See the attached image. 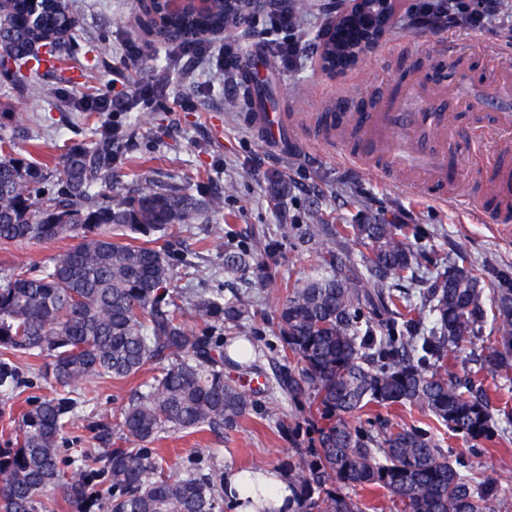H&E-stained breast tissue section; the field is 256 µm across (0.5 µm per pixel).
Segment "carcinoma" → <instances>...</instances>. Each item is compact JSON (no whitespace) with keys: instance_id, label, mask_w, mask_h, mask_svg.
<instances>
[{"instance_id":"cac0c4a2","label":"carcinoma","mask_w":512,"mask_h":512,"mask_svg":"<svg viewBox=\"0 0 512 512\" xmlns=\"http://www.w3.org/2000/svg\"><path fill=\"white\" fill-rule=\"evenodd\" d=\"M78 30L62 0H0V51L14 64L15 86L51 110L55 94L30 75L69 70L63 46ZM88 130L52 167L20 158L0 134V246L79 239L48 264L0 276V400L20 387L23 359L42 361L39 372L55 388L21 414L9 446L0 448V512H55V501L41 496L60 483L72 512H93L102 505L103 480L112 488L108 512H224L215 458L192 459L185 475L173 476L148 447L170 432L231 428L256 407L254 395L224 374L231 361L224 331L257 314L251 292L230 299L168 292L173 266L152 239L179 236L221 201L152 178L115 205L98 201L112 192L114 153L128 131L110 124ZM48 183L54 191L44 190ZM280 233L295 248L321 249L305 280L265 277L285 289L271 322L282 339L277 387L292 399L305 396L319 416L317 446L288 457L297 512L376 509L344 489L377 493L400 512H493L488 483L449 460L432 429L351 418L371 404H409L451 432L491 440L497 428L477 380L448 381L446 362L479 332L490 292L498 299V336L484 366L512 370V278L501 275L486 289L482 276L448 254L410 248L395 225L367 216L336 226L312 210ZM258 245L228 246L224 270L248 282L260 268ZM427 265L442 272L429 283L413 277ZM392 279L418 289L421 304L390 292ZM191 317L204 324L201 332L187 329ZM149 363L159 369L153 382L101 425L103 435L115 436L112 447L62 459L59 443L74 425L70 387L88 378L128 380Z\"/></svg>"}]
</instances>
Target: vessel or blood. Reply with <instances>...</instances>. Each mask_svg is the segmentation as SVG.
<instances>
[{
  "label": "vessel or blood",
  "mask_w": 512,
  "mask_h": 512,
  "mask_svg": "<svg viewBox=\"0 0 512 512\" xmlns=\"http://www.w3.org/2000/svg\"><path fill=\"white\" fill-rule=\"evenodd\" d=\"M411 107H401L393 99L368 107L359 93L339 94L336 109L328 113L331 124L355 122L362 130L355 152L356 159L373 160L388 156L393 168L403 172L404 187L409 192L420 191L427 185L443 184L452 176L448 151L436 131L446 129L448 116L423 100L415 89H408ZM497 113L503 138L512 137V101L492 98L488 101ZM496 221L512 222V175L501 173L497 187Z\"/></svg>",
  "instance_id": "b4317fda"
}]
</instances>
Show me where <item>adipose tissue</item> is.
<instances>
[{
	"instance_id": "1",
	"label": "adipose tissue",
	"mask_w": 512,
	"mask_h": 512,
	"mask_svg": "<svg viewBox=\"0 0 512 512\" xmlns=\"http://www.w3.org/2000/svg\"><path fill=\"white\" fill-rule=\"evenodd\" d=\"M224 497L233 512H295L296 502L287 473L273 468L237 469L224 471Z\"/></svg>"
}]
</instances>
